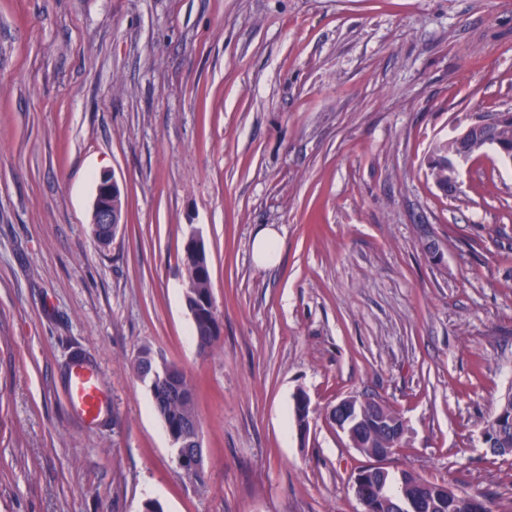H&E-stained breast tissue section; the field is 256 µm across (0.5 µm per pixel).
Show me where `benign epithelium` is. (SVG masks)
Here are the masks:
<instances>
[{
	"mask_svg": "<svg viewBox=\"0 0 512 512\" xmlns=\"http://www.w3.org/2000/svg\"><path fill=\"white\" fill-rule=\"evenodd\" d=\"M512 122V114L509 112L498 113L486 120H479L460 133L454 136L459 144L460 150L450 158L448 162V182L442 184V191L450 195L460 189L458 181V166L466 162L475 153L487 147H493L507 159L512 158V145L502 143L497 137L496 128ZM121 198V191L117 180L105 174L101 176L97 186L93 206V224L100 228L108 240L116 238L121 224L123 214L118 207V200ZM184 250L192 255L197 262H202L205 254L204 243L201 238L192 233L188 236ZM369 406V425L382 430L392 443L399 446L405 435V426H396L389 419L383 409V404L369 397L344 398L336 404L338 418L336 426L346 434L352 446L365 455L376 460V463L357 471L352 479L354 486L366 482L365 476H370L372 488L378 492V498H384L385 490L400 491L398 512H420V498L425 496L432 500L437 493L450 494L457 497L463 496L458 490L446 485L441 486L428 493L423 490L429 485L418 479V475L410 470H400L395 474L390 473L379 462L387 459L393 454L392 448H374L365 442V436L361 433L363 412L361 406ZM171 443L177 446L176 456L178 464L189 465L200 469L204 467V453L201 444L200 431L197 425L186 423L181 437L177 438L173 433H168Z\"/></svg>",
	"mask_w": 512,
	"mask_h": 512,
	"instance_id": "1",
	"label": "benign epithelium"
}]
</instances>
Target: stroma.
I'll return each instance as SVG.
<instances>
[{"instance_id":"1","label":"stroma","mask_w":512,"mask_h":512,"mask_svg":"<svg viewBox=\"0 0 512 512\" xmlns=\"http://www.w3.org/2000/svg\"><path fill=\"white\" fill-rule=\"evenodd\" d=\"M499 112L512 0H0V512H362L369 459L330 417L349 396L404 418L388 470L512 512V454L482 438L512 390V162L473 155L452 196L429 170ZM105 171L125 201L106 248ZM145 347L196 387L203 482L131 368ZM78 351L92 428L63 390ZM121 191L114 176L104 174L97 186L93 206V224L110 243L116 238L121 224H124L122 211L118 207ZM254 261L263 267H270L277 261V247L273 235L268 232L257 234L252 245ZM70 408L84 422H93L103 411V401L98 374L84 366L76 365L69 374L67 383Z\"/></svg>"}]
</instances>
